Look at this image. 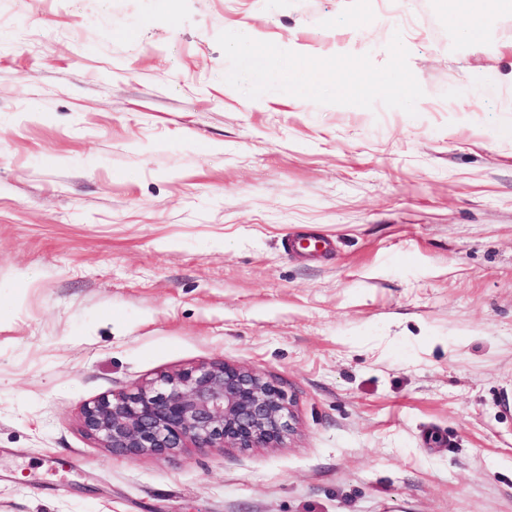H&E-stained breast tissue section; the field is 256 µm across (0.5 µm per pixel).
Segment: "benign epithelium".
I'll return each instance as SVG.
<instances>
[{"instance_id": "benign-epithelium-1", "label": "benign epithelium", "mask_w": 512, "mask_h": 512, "mask_svg": "<svg viewBox=\"0 0 512 512\" xmlns=\"http://www.w3.org/2000/svg\"><path fill=\"white\" fill-rule=\"evenodd\" d=\"M286 395L259 374L227 362L160 376L136 393L84 408L86 433L127 457L183 448H272L292 430Z\"/></svg>"}]
</instances>
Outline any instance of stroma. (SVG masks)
Segmentation results:
<instances>
[{"label": "stroma", "mask_w": 512, "mask_h": 512, "mask_svg": "<svg viewBox=\"0 0 512 512\" xmlns=\"http://www.w3.org/2000/svg\"><path fill=\"white\" fill-rule=\"evenodd\" d=\"M470 5L478 48L445 0H0V512H512V13ZM246 27L400 34L416 116L248 98ZM222 362L286 394L277 447L85 433ZM448 18L452 21L463 19L459 35L468 44L479 43L484 34V18L481 14L466 8L469 1L448 0Z\"/></svg>", "instance_id": "stroma-1"}]
</instances>
